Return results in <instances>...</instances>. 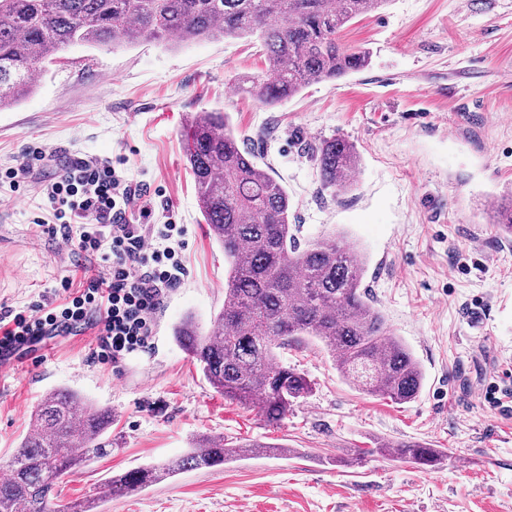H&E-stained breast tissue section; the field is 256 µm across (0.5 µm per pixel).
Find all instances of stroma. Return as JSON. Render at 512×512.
<instances>
[{
    "instance_id": "35a3bbf8",
    "label": "stroma",
    "mask_w": 512,
    "mask_h": 512,
    "mask_svg": "<svg viewBox=\"0 0 512 512\" xmlns=\"http://www.w3.org/2000/svg\"><path fill=\"white\" fill-rule=\"evenodd\" d=\"M341 40L369 67L313 83L270 107L239 91L264 72L254 37L188 45L150 40L58 54L34 90L0 110V168L39 146L49 181L74 155L118 164L147 187L129 218L182 224L187 274L154 314L150 345L120 367L98 360L93 332L46 341L0 369V460L17 448L47 391H79L112 412V453L71 475L64 501L106 480L183 456L199 438L264 442L257 456L185 471L109 501L104 512H512V239L488 224L491 195L512 186V0H390ZM229 113L238 136L288 191L300 240L346 232L368 256L364 285L425 380L397 404L358 391L321 343L278 350L312 392L270 426L224 399L172 338L186 313L202 325L224 306L223 249L212 240L187 169V120ZM332 136L360 155L355 188L322 189L314 160ZM48 198L14 200L0 184V306L53 297L92 269L45 233ZM497 401L485 397L489 384ZM419 441L447 457L427 470L374 453ZM362 450L361 466L339 465Z\"/></svg>"
}]
</instances>
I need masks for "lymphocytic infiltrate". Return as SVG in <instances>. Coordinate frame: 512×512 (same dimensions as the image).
Masks as SVG:
<instances>
[{"mask_svg":"<svg viewBox=\"0 0 512 512\" xmlns=\"http://www.w3.org/2000/svg\"><path fill=\"white\" fill-rule=\"evenodd\" d=\"M43 192L54 206L49 234L103 270L78 290L62 281L63 303L1 308L0 353L91 330L98 359L120 364L149 346L155 309L186 273V228L130 223L145 191L108 161L73 157Z\"/></svg>","mask_w":512,"mask_h":512,"instance_id":"lymphocytic-infiltrate-1","label":"lymphocytic infiltrate"}]
</instances>
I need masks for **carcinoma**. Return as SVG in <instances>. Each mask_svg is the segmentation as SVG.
<instances>
[{
    "instance_id": "carcinoma-1",
    "label": "carcinoma",
    "mask_w": 512,
    "mask_h": 512,
    "mask_svg": "<svg viewBox=\"0 0 512 512\" xmlns=\"http://www.w3.org/2000/svg\"><path fill=\"white\" fill-rule=\"evenodd\" d=\"M389 0H0V109L36 86V73L73 44L89 47L153 40L170 44L256 36L267 77L241 90L274 106L310 83L335 81L366 68L369 53L348 48L341 31ZM187 166L212 238L224 248V307L207 331L188 316L172 335L205 380L224 398L257 408L280 424L311 391L275 350L319 340L338 372L359 390L394 403L415 400L424 375L413 353L391 332L363 280L367 258L340 236L300 243L290 222L286 188L239 139L226 112H197L188 121ZM323 188L354 189L359 155L353 142L330 137L315 150ZM499 233L512 235V193L490 208ZM112 413L69 389L46 392L29 428L0 468V512H101L103 499L62 502L64 478L111 453ZM383 457L436 468L447 457L425 443L385 441ZM284 447L228 445L209 438L184 456L112 477L108 499L124 497L185 470L234 460L286 456Z\"/></svg>"
}]
</instances>
